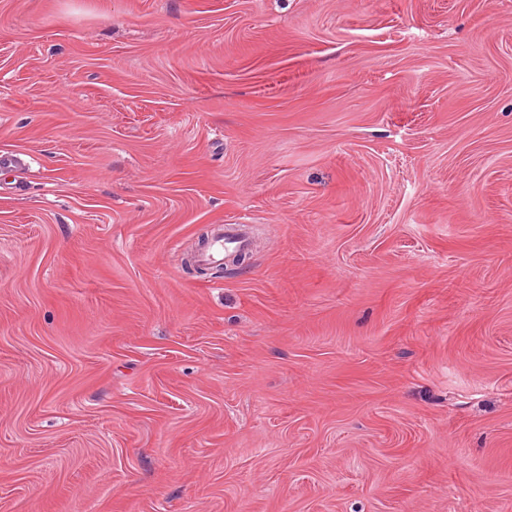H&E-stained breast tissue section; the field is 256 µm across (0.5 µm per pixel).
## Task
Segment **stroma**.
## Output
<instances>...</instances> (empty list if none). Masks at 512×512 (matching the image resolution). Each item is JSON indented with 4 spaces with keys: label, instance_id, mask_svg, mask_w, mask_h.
<instances>
[{
    "label": "stroma",
    "instance_id": "stroma-1",
    "mask_svg": "<svg viewBox=\"0 0 512 512\" xmlns=\"http://www.w3.org/2000/svg\"><path fill=\"white\" fill-rule=\"evenodd\" d=\"M0 157V512H512V0H0ZM240 224H224L221 234H217L208 241L206 249L201 252L200 259L207 263H220L225 255L237 249H245L248 242L240 232Z\"/></svg>",
    "mask_w": 512,
    "mask_h": 512
}]
</instances>
